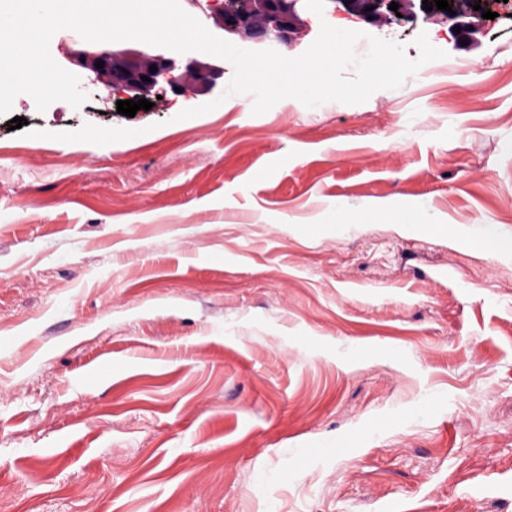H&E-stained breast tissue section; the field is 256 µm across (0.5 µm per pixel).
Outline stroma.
<instances>
[{
  "mask_svg": "<svg viewBox=\"0 0 512 512\" xmlns=\"http://www.w3.org/2000/svg\"><path fill=\"white\" fill-rule=\"evenodd\" d=\"M343 19L447 57L258 116L228 63L131 118L52 36L87 102L0 116V512H512V0L466 45L307 11L281 54ZM396 200L429 231L342 221Z\"/></svg>",
  "mask_w": 512,
  "mask_h": 512,
  "instance_id": "35a3bbf8",
  "label": "stroma"
}]
</instances>
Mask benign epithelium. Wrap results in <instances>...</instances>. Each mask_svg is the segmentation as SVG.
Returning <instances> with one entry per match:
<instances>
[{"label":"benign epithelium","instance_id":"1","mask_svg":"<svg viewBox=\"0 0 512 512\" xmlns=\"http://www.w3.org/2000/svg\"><path fill=\"white\" fill-rule=\"evenodd\" d=\"M399 4L397 11L389 9L391 2ZM213 13L219 18V27L229 35H239L251 41L255 49H275L291 41L299 20V11L305 8V0H245L240 6L238 0H213ZM328 3H340L346 8L372 19L382 18L388 23L401 20H414L417 14L414 8L424 9V5H415V0H326ZM117 53L106 47H100L85 57H76L74 62L94 72L107 74L106 86L116 92L127 94L131 98L152 91L185 89L188 76L196 78L198 87L203 91L211 90L217 81L224 77V64L215 59L205 62L187 57L178 59L165 49L153 48L148 51L126 49L122 52L121 62H116ZM104 61L97 68L98 61ZM157 71H150V67ZM147 76L150 81L142 80Z\"/></svg>","mask_w":512,"mask_h":512}]
</instances>
